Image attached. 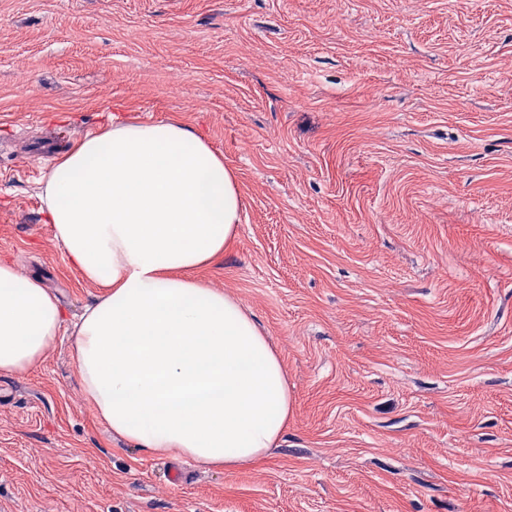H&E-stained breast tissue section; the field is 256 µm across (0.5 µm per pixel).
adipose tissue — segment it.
<instances>
[{"instance_id": "ef3b65f1", "label": "adipose tissue", "mask_w": 512, "mask_h": 512, "mask_svg": "<svg viewBox=\"0 0 512 512\" xmlns=\"http://www.w3.org/2000/svg\"><path fill=\"white\" fill-rule=\"evenodd\" d=\"M54 237L106 287L74 327L97 417L149 454L204 468L261 461L288 429V376L250 311L193 278L237 237L234 172L181 123L116 122L45 177ZM62 329L56 300L0 262V374L37 367Z\"/></svg>"}]
</instances>
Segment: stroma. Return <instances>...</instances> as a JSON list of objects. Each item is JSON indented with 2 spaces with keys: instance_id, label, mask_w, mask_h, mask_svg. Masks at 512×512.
<instances>
[{
  "instance_id": "stroma-1",
  "label": "stroma",
  "mask_w": 512,
  "mask_h": 512,
  "mask_svg": "<svg viewBox=\"0 0 512 512\" xmlns=\"http://www.w3.org/2000/svg\"><path fill=\"white\" fill-rule=\"evenodd\" d=\"M116 119L236 174V240L194 276L288 372L261 465L150 455L83 392L103 290L40 193ZM0 260L64 318L0 375V512H512V0H0Z\"/></svg>"
}]
</instances>
